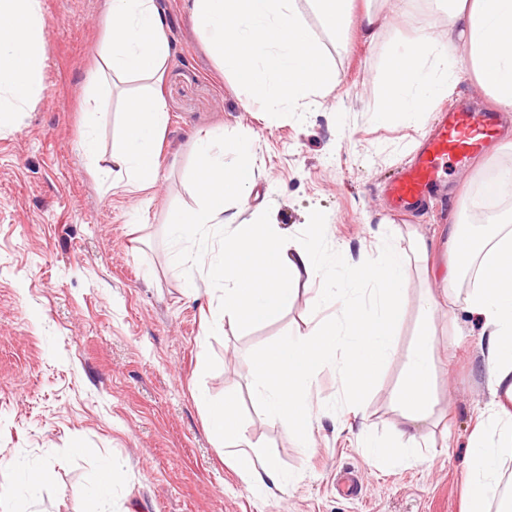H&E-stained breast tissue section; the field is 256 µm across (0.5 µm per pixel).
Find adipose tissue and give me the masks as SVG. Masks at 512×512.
<instances>
[{
	"label": "adipose tissue",
	"mask_w": 512,
	"mask_h": 512,
	"mask_svg": "<svg viewBox=\"0 0 512 512\" xmlns=\"http://www.w3.org/2000/svg\"><path fill=\"white\" fill-rule=\"evenodd\" d=\"M442 7L448 15L446 39L415 36L405 51L390 59L385 74L386 113L415 119L429 111L453 85L462 55L492 101L511 109L512 0H443ZM43 34L39 0H0V126L25 111L40 90ZM169 54L167 27L156 0H109V26L99 52L103 77H160ZM103 119L98 94L88 92L81 147L101 190L108 194L119 188L137 194L153 189L159 175L158 145L168 123L162 95L144 93L127 101L107 154L98 138ZM490 221L498 229L487 236L451 225L446 255L434 264L426 239H417L428 283L418 299L423 321L408 353L404 381L394 393L406 421L394 446L401 460L408 462L415 458L433 420L435 331L430 319L450 302L460 273L476 267L465 302L486 333L481 362L491 400L470 438L463 512H512V498L503 497L495 506L490 497L500 485L506 461L512 460V213L492 215ZM207 408L216 442L236 449L237 462L251 475L254 491L292 482V474L273 457L253 458L233 397L208 402Z\"/></svg>",
	"instance_id": "ef3b65f1"
}]
</instances>
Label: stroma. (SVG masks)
<instances>
[{
  "instance_id": "stroma-1",
  "label": "stroma",
  "mask_w": 512,
  "mask_h": 512,
  "mask_svg": "<svg viewBox=\"0 0 512 512\" xmlns=\"http://www.w3.org/2000/svg\"><path fill=\"white\" fill-rule=\"evenodd\" d=\"M171 52L159 85L168 132L161 176L149 198L103 193L79 149L83 96L106 24V0H40L46 66L35 103L0 129V460L17 470L46 467L35 512H96L89 477L116 460L122 475L107 497L111 512H461L467 444L490 398L478 370L480 327L465 297L471 272L454 285V304L433 317L435 424L419 461H372L362 428L392 438L402 412L391 393L420 324L421 265L410 260L406 315L396 354L358 416L341 419L328 402L343 393L335 366L317 373L312 448L268 421L251 397L249 354L285 334L313 333L315 285L300 281L276 322L239 331H205L219 292L205 279L188 287L171 265L164 232L169 212L195 204L189 183L194 137L211 129L249 133L262 168L257 193L235 207L251 223L273 205L279 224L300 233L311 210L326 214L336 251L358 256L377 235L405 250L417 236L439 239L470 211L477 185L512 168L497 148L451 166L446 198L419 213L396 211L382 188L411 159L435 119L380 120L386 62L413 38L420 21L445 39L447 16L420 0L401 18L393 0L374 39L352 12L344 40L325 30L308 4L303 18L324 45L337 83L305 110L304 121L272 118L221 71L195 32L186 0H159ZM236 395L249 440L275 456L295 481L251 491L252 478L219 450L202 403Z\"/></svg>"
}]
</instances>
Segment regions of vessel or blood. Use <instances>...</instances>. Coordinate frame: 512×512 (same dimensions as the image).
I'll return each mask as SVG.
<instances>
[{
  "label": "vessel or blood",
  "mask_w": 512,
  "mask_h": 512,
  "mask_svg": "<svg viewBox=\"0 0 512 512\" xmlns=\"http://www.w3.org/2000/svg\"><path fill=\"white\" fill-rule=\"evenodd\" d=\"M500 117L462 104L440 107L413 161L385 185L393 208L415 212L441 186L452 160L481 153L496 136Z\"/></svg>",
  "instance_id": "b4317fda"
}]
</instances>
